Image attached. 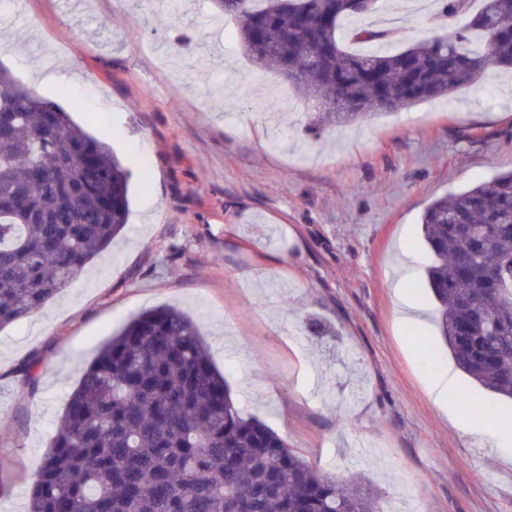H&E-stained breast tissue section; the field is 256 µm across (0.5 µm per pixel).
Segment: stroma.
<instances>
[{"mask_svg":"<svg viewBox=\"0 0 512 512\" xmlns=\"http://www.w3.org/2000/svg\"><path fill=\"white\" fill-rule=\"evenodd\" d=\"M406 2L378 3L400 17L394 51L442 30ZM0 65L105 139L131 192L111 248L0 331V512H25L82 369L162 304L197 321L244 416L361 479L383 512H512V451L428 390L453 360L420 224L512 168L511 74L308 136L310 104L247 58L212 0H10ZM401 291L422 326L401 325Z\"/></svg>","mask_w":512,"mask_h":512,"instance_id":"35a3bbf8","label":"stroma"}]
</instances>
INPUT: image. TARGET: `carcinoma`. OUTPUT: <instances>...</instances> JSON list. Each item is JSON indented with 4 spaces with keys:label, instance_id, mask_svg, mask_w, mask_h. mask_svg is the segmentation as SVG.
<instances>
[{
    "label": "carcinoma",
    "instance_id": "cac0c4a2",
    "mask_svg": "<svg viewBox=\"0 0 512 512\" xmlns=\"http://www.w3.org/2000/svg\"><path fill=\"white\" fill-rule=\"evenodd\" d=\"M213 0L246 56L317 108L310 131L446 98L488 63L512 67V0H444L448 32L392 53L389 32L342 23L336 0ZM129 174L111 147L0 66V330L45 306L128 224ZM434 322L456 365L512 398V171L434 200L421 219ZM485 421L493 409L458 390ZM28 512H381L361 484L320 473L271 427L245 418L198 324L173 306L131 320L68 398L33 475Z\"/></svg>",
    "mask_w": 512,
    "mask_h": 512
}]
</instances>
